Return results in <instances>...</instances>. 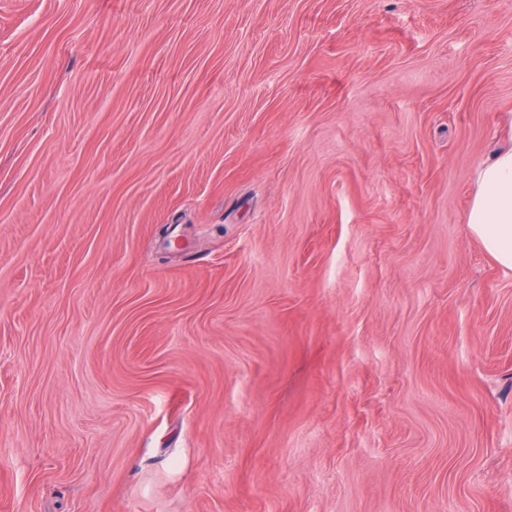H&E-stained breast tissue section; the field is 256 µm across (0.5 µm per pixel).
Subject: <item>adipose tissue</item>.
Wrapping results in <instances>:
<instances>
[{"instance_id":"obj_1","label":"adipose tissue","mask_w":512,"mask_h":512,"mask_svg":"<svg viewBox=\"0 0 512 512\" xmlns=\"http://www.w3.org/2000/svg\"><path fill=\"white\" fill-rule=\"evenodd\" d=\"M467 228L500 267L512 272V141L472 174Z\"/></svg>"}]
</instances>
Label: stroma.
<instances>
[{"label":"stroma","mask_w":512,"mask_h":512,"mask_svg":"<svg viewBox=\"0 0 512 512\" xmlns=\"http://www.w3.org/2000/svg\"><path fill=\"white\" fill-rule=\"evenodd\" d=\"M503 112L512 0H0V512H512ZM468 231L506 272H512V139L472 174Z\"/></svg>","instance_id":"stroma-1"}]
</instances>
